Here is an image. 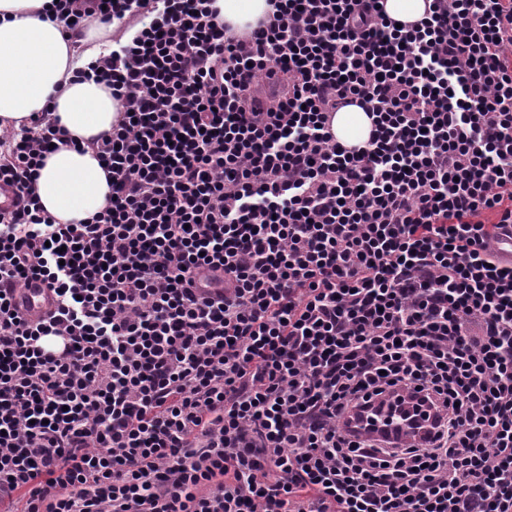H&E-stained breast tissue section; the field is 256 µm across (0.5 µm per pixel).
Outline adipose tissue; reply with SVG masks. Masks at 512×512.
I'll list each match as a JSON object with an SVG mask.
<instances>
[{
    "instance_id": "1",
    "label": "adipose tissue",
    "mask_w": 512,
    "mask_h": 512,
    "mask_svg": "<svg viewBox=\"0 0 512 512\" xmlns=\"http://www.w3.org/2000/svg\"><path fill=\"white\" fill-rule=\"evenodd\" d=\"M52 0H0V129L21 128L42 113L58 118L80 149L59 146L49 154L35 184L44 209L58 223L75 224L107 204L110 189L92 142L107 132L118 103L104 85L76 81L74 73L94 61L112 28L97 22L68 35L47 18ZM332 130L345 146L367 141L371 121L357 106L340 109Z\"/></svg>"
}]
</instances>
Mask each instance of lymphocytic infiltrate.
Listing matches in <instances>:
<instances>
[{
	"label": "lymphocytic infiltrate",
	"instance_id": "obj_1",
	"mask_svg": "<svg viewBox=\"0 0 512 512\" xmlns=\"http://www.w3.org/2000/svg\"><path fill=\"white\" fill-rule=\"evenodd\" d=\"M271 7L56 0L67 32L145 24L80 73L120 103L101 212L41 208L50 118L0 131L10 512H512V0ZM224 23L234 29H243L246 25H254L270 9L267 0H216ZM426 0H385L386 14L395 21L412 23L424 17ZM332 130L336 139L346 147L362 145L368 140L371 120L361 108L347 106L334 115ZM25 312L33 319L44 317L56 306L55 295L40 280L30 279L20 289Z\"/></svg>",
	"mask_w": 512,
	"mask_h": 512
}]
</instances>
